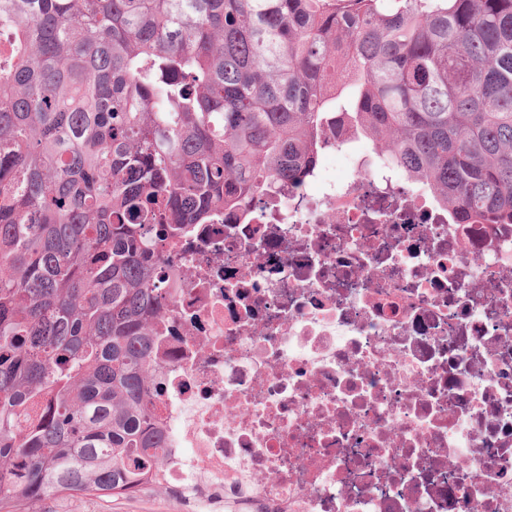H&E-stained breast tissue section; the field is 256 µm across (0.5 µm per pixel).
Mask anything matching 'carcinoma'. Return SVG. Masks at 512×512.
I'll use <instances>...</instances> for the list:
<instances>
[{
  "mask_svg": "<svg viewBox=\"0 0 512 512\" xmlns=\"http://www.w3.org/2000/svg\"><path fill=\"white\" fill-rule=\"evenodd\" d=\"M342 135L512 225V0H0V512L164 486L156 249Z\"/></svg>",
  "mask_w": 512,
  "mask_h": 512,
  "instance_id": "1",
  "label": "carcinoma"
}]
</instances>
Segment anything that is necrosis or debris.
Returning a JSON list of instances; mask_svg holds the SVG:
<instances>
[{
    "label": "necrosis or debris",
    "instance_id": "4bbe7bcc",
    "mask_svg": "<svg viewBox=\"0 0 512 512\" xmlns=\"http://www.w3.org/2000/svg\"><path fill=\"white\" fill-rule=\"evenodd\" d=\"M349 166L163 246L165 483L200 512H512V225Z\"/></svg>",
    "mask_w": 512,
    "mask_h": 512
}]
</instances>
